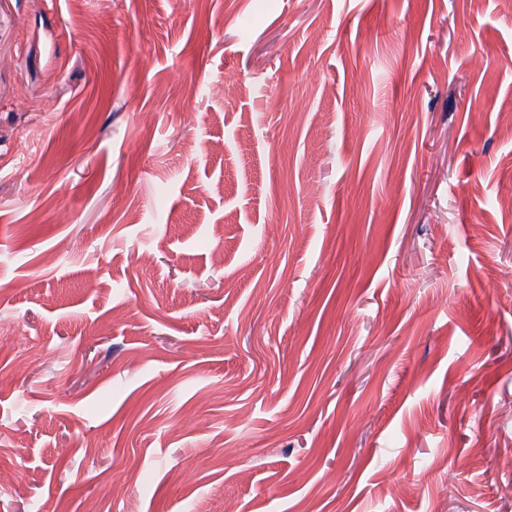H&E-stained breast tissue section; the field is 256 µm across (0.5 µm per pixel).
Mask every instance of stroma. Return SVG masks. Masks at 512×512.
<instances>
[{"label":"stroma","mask_w":512,"mask_h":512,"mask_svg":"<svg viewBox=\"0 0 512 512\" xmlns=\"http://www.w3.org/2000/svg\"><path fill=\"white\" fill-rule=\"evenodd\" d=\"M0 475L512 512V0H0Z\"/></svg>","instance_id":"stroma-1"}]
</instances>
